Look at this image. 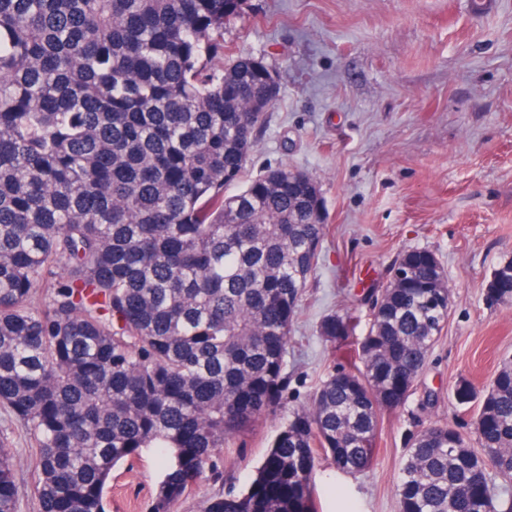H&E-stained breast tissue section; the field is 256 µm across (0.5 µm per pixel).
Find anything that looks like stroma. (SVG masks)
I'll list each match as a JSON object with an SVG mask.
<instances>
[{
    "label": "stroma",
    "mask_w": 512,
    "mask_h": 512,
    "mask_svg": "<svg viewBox=\"0 0 512 512\" xmlns=\"http://www.w3.org/2000/svg\"><path fill=\"white\" fill-rule=\"evenodd\" d=\"M224 52L262 59L279 97L266 113L244 180L287 166L309 174L327 230L288 337L281 411L217 449L224 473L204 470L176 512L207 496L242 491L289 409L306 404L327 374L353 365L351 348L320 334L323 318L353 314L357 336L409 249L431 251L452 286L448 321L413 393L385 409L372 464L315 472L318 512H399L401 468L417 433L456 428L480 443L478 402L458 405L461 381L483 394L512 360V303L487 305L491 273L512 259V0H245L224 26ZM159 451L119 464L109 512H146L160 480Z\"/></svg>",
    "instance_id": "35a3bbf8"
}]
</instances>
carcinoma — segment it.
I'll return each instance as SVG.
<instances>
[{
	"label": "carcinoma",
	"instance_id": "cac0c4a2",
	"mask_svg": "<svg viewBox=\"0 0 512 512\" xmlns=\"http://www.w3.org/2000/svg\"><path fill=\"white\" fill-rule=\"evenodd\" d=\"M242 0H0V407L27 433L36 512H107L112 470L157 448L148 512H173L214 451L281 405L290 327L325 237L320 188L270 168L241 192L278 94L260 59L224 61ZM354 370L288 411L245 493L200 512H317L319 455L356 473L448 320L444 272L401 253ZM509 279L492 303L512 302ZM350 314L320 334L348 339ZM482 455L448 425L414 437L400 512H512V361L484 391ZM21 486L0 431V512Z\"/></svg>",
	"mask_w": 512,
	"mask_h": 512
}]
</instances>
